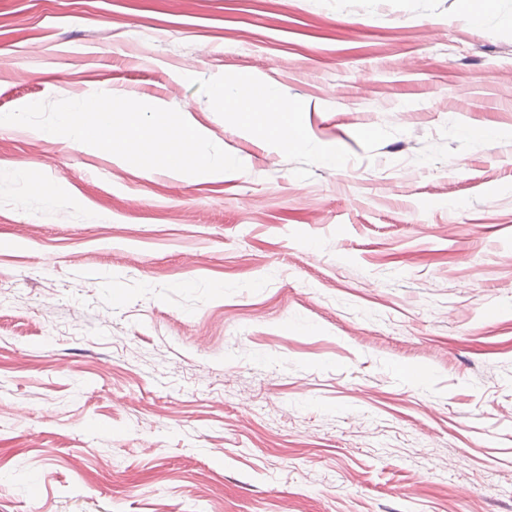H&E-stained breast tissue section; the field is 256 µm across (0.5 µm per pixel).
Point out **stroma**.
Here are the masks:
<instances>
[{
	"mask_svg": "<svg viewBox=\"0 0 512 512\" xmlns=\"http://www.w3.org/2000/svg\"><path fill=\"white\" fill-rule=\"evenodd\" d=\"M491 9L0 0V113L116 92L244 165L0 125V512H512V0ZM219 79L271 84L303 145L214 106Z\"/></svg>",
	"mask_w": 512,
	"mask_h": 512,
	"instance_id": "1",
	"label": "stroma"
}]
</instances>
